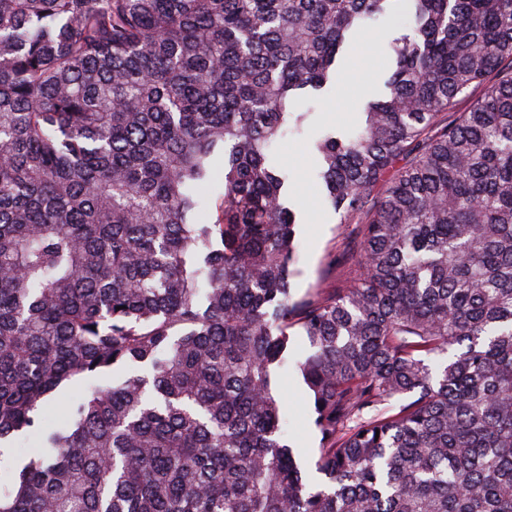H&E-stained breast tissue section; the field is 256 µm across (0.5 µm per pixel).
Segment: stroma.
Segmentation results:
<instances>
[{"label": "stroma", "instance_id": "1", "mask_svg": "<svg viewBox=\"0 0 512 512\" xmlns=\"http://www.w3.org/2000/svg\"><path fill=\"white\" fill-rule=\"evenodd\" d=\"M408 26L405 0H394L390 13L363 29L353 47L340 56L331 90L304 100L311 116L302 131L288 132L271 147L279 163L293 172L290 200L299 220L295 242L300 274L293 281L296 297L308 296L319 288L342 286L358 273L355 265L333 263L335 256L355 248L361 227L341 223L339 214L325 203L315 177L320 159L314 143L325 132L349 133L359 126L368 96L378 95L390 75V44ZM275 389L283 401L295 455L313 463L319 435L301 377L293 367H284Z\"/></svg>", "mask_w": 512, "mask_h": 512}]
</instances>
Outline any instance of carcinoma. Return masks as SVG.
I'll return each instance as SVG.
<instances>
[{
    "mask_svg": "<svg viewBox=\"0 0 512 512\" xmlns=\"http://www.w3.org/2000/svg\"><path fill=\"white\" fill-rule=\"evenodd\" d=\"M389 2L0 0V512H512V0H407L387 93L316 144L360 274L291 288L269 149ZM276 392L283 401L286 428L294 443L293 451L305 463H313L318 454L319 438L310 416L306 387L292 366L282 368L277 376Z\"/></svg>",
    "mask_w": 512,
    "mask_h": 512,
    "instance_id": "cac0c4a2",
    "label": "carcinoma"
}]
</instances>
